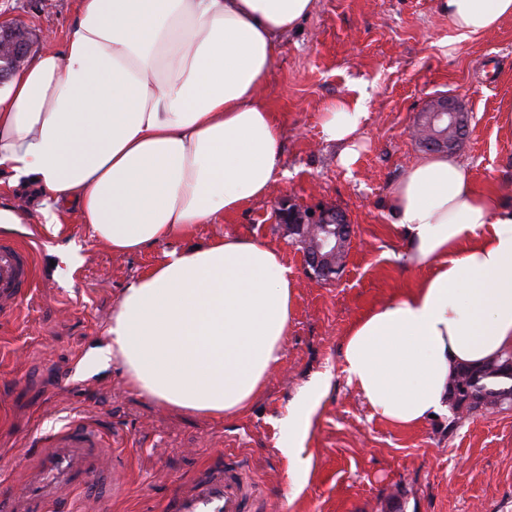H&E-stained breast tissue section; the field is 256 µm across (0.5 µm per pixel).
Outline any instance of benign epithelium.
<instances>
[{"mask_svg": "<svg viewBox=\"0 0 512 512\" xmlns=\"http://www.w3.org/2000/svg\"><path fill=\"white\" fill-rule=\"evenodd\" d=\"M29 39L25 29L17 24L0 21V85L9 81L25 64ZM419 126L426 136L420 145L430 151H446L464 139L467 120L459 107L446 96L433 99L420 114ZM288 228L302 235L304 261L316 273L327 278L336 270V251L341 241L354 236L353 225L335 210H323L313 215L294 206L282 213ZM326 228V234L312 233L314 228Z\"/></svg>", "mask_w": 512, "mask_h": 512, "instance_id": "obj_1", "label": "benign epithelium"}]
</instances>
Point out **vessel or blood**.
<instances>
[{"label":"vessel or blood","mask_w":512,"mask_h":512,"mask_svg":"<svg viewBox=\"0 0 512 512\" xmlns=\"http://www.w3.org/2000/svg\"><path fill=\"white\" fill-rule=\"evenodd\" d=\"M35 251L30 243L0 241V311L14 312L34 284ZM123 488L112 451L92 423L74 418L39 438L37 460L17 483L0 492V512H74L107 504ZM243 466L209 464L172 491L162 512H252L258 502Z\"/></svg>","instance_id":"obj_1"}]
</instances>
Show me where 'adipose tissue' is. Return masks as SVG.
<instances>
[{
	"label": "adipose tissue",
	"instance_id": "adipose-tissue-1",
	"mask_svg": "<svg viewBox=\"0 0 512 512\" xmlns=\"http://www.w3.org/2000/svg\"><path fill=\"white\" fill-rule=\"evenodd\" d=\"M314 0H77L61 48L29 59L0 90V170L33 183L45 228L76 213L115 253L164 245L124 289L95 365H119L142 394L213 418L245 411L284 356L295 280L254 237L183 247L267 196L282 174L279 126L260 96L281 43ZM461 37L512 20V0H441ZM363 96L326 105L322 137L359 158ZM414 288L357 319L347 381L385 421L411 427L444 410L460 367L512 354V205L434 154L389 195ZM328 378L304 387L281 424L293 456Z\"/></svg>",
	"mask_w": 512,
	"mask_h": 512
}]
</instances>
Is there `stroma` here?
<instances>
[{
	"instance_id": "35a3bbf8",
	"label": "stroma",
	"mask_w": 512,
	"mask_h": 512,
	"mask_svg": "<svg viewBox=\"0 0 512 512\" xmlns=\"http://www.w3.org/2000/svg\"><path fill=\"white\" fill-rule=\"evenodd\" d=\"M77 17L76 0H0V18L25 27L30 51L61 44ZM367 93L368 117L353 169L321 135L324 107ZM466 112L469 133L455 149L481 190L512 203V136L498 124L512 99V21L459 37L436 0H315L288 35L270 69L264 100L283 125L285 177L263 199L198 225L203 245L221 236L258 237L278 249L296 283L284 358L249 408L213 419L170 408L134 390L122 369L84 374L79 360L106 340L123 288L158 262L163 246L117 255L90 239L76 214L59 236L42 231L34 188L0 175V208L27 204L31 221L0 227V239L39 236L40 276L18 310L0 315V476L19 478L14 451L35 450L39 433L84 418L112 436L126 481L112 512H157L175 486L205 465L242 460L262 502L279 512H512V408L445 409L412 427L374 413L347 382L343 346L365 311L416 285L420 274L398 258L388 194L424 153L414 125L436 96ZM316 213L343 211L356 236L331 280L306 269L295 236L279 213L288 204ZM81 247L73 267L61 249ZM320 399L295 459L278 448L280 422L302 389L322 374Z\"/></svg>"
}]
</instances>
